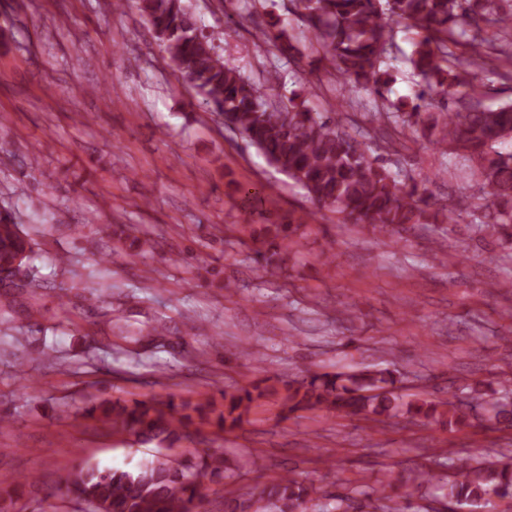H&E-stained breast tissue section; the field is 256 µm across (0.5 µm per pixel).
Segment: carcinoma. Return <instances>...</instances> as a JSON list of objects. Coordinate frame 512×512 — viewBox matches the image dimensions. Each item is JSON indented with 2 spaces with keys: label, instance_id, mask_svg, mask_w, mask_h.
Listing matches in <instances>:
<instances>
[{
  "label": "carcinoma",
  "instance_id": "carcinoma-1",
  "mask_svg": "<svg viewBox=\"0 0 512 512\" xmlns=\"http://www.w3.org/2000/svg\"><path fill=\"white\" fill-rule=\"evenodd\" d=\"M293 15L311 35L310 54L327 62L357 98L381 99L371 121L421 129L436 149L470 162L483 207L469 213L473 232L512 240V152L501 145L512 135V99L487 100L478 72L488 51L505 57L499 73L512 81V5L507 0H289ZM137 9L159 42L165 58L196 95L221 115L225 128L255 147L267 163L307 194L317 211L335 213L342 224H369L395 229L406 224H436L439 218L460 217L464 204L455 198L431 200L428 179H402L381 155L360 149L342 129L334 112H313L306 101H271L261 87L224 59L223 30L205 31L187 0H121L117 7ZM413 32V50L402 62L416 77L412 98L389 100L384 89L393 81L388 55L397 47L394 23ZM259 45L293 55L298 48L281 20L256 30ZM23 231L10 210H0V261L8 262ZM293 225L266 224L262 244L288 246ZM397 370L388 367L314 373L284 385L281 405L288 412L325 408L345 416L383 423L398 409L415 422H435L454 430L470 418L469 410L491 414L495 424L512 426V382H500L497 395L476 400L470 409L454 399L416 398L401 401ZM270 392L265 380L250 388L224 393V410L216 424L224 431L240 426L252 403ZM206 406L190 401L101 398L89 413L157 453L130 470L85 464L67 483L77 495L104 512H192L204 481L226 478L224 456L202 450L179 460L165 453L190 437L192 414L204 416ZM454 474L445 483L444 498L455 506L476 505L496 496L512 500V460L483 450L449 459ZM25 477L0 478V512H14L3 484L23 485ZM382 485L367 494L390 512H408L414 492H388ZM322 488L287 475L249 497L236 501L231 512H341L346 497L322 501Z\"/></svg>",
  "mask_w": 512,
  "mask_h": 512
}]
</instances>
